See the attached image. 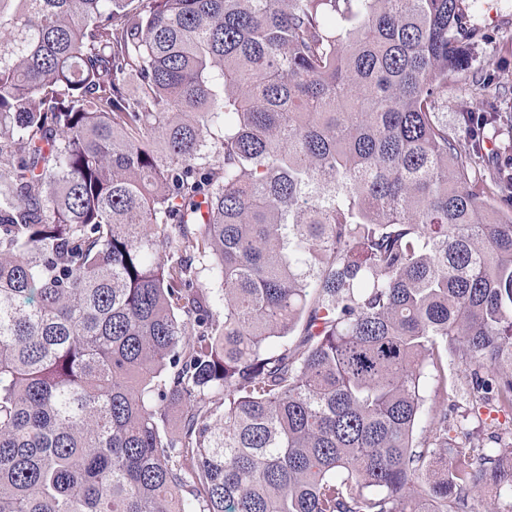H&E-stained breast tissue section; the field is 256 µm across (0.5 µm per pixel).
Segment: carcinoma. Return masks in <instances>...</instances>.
<instances>
[{
  "label": "carcinoma",
  "mask_w": 512,
  "mask_h": 512,
  "mask_svg": "<svg viewBox=\"0 0 512 512\" xmlns=\"http://www.w3.org/2000/svg\"><path fill=\"white\" fill-rule=\"evenodd\" d=\"M471 18L0 0V512H512V209L443 111Z\"/></svg>",
  "instance_id": "1"
}]
</instances>
